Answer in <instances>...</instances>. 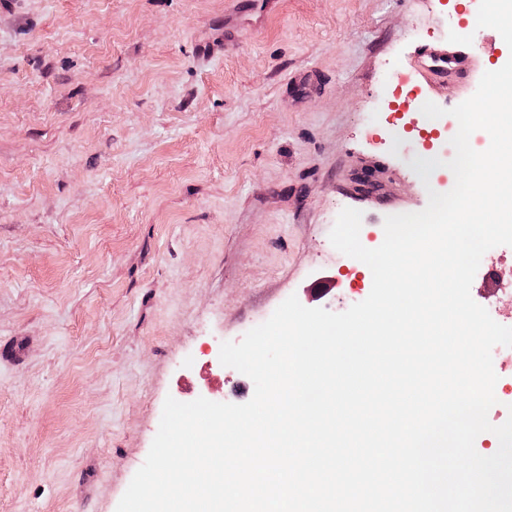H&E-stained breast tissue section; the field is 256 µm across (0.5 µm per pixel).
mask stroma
<instances>
[{"label":"stroma","mask_w":512,"mask_h":512,"mask_svg":"<svg viewBox=\"0 0 512 512\" xmlns=\"http://www.w3.org/2000/svg\"><path fill=\"white\" fill-rule=\"evenodd\" d=\"M15 0L0 8V512H116L166 397L243 404L223 366L289 296L341 313L363 262L344 208L384 239L363 171L415 213L426 122L397 88L409 48L464 44L479 0Z\"/></svg>","instance_id":"1"}]
</instances>
